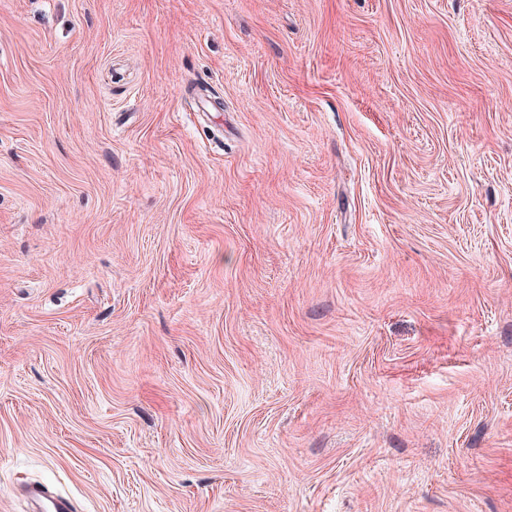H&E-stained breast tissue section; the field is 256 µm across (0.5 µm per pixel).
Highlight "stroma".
Here are the masks:
<instances>
[{
  "label": "stroma",
  "mask_w": 512,
  "mask_h": 512,
  "mask_svg": "<svg viewBox=\"0 0 512 512\" xmlns=\"http://www.w3.org/2000/svg\"><path fill=\"white\" fill-rule=\"evenodd\" d=\"M512 512V0H0V512ZM30 500L36 504L38 512H75L73 501L62 494H48L42 485L30 484L27 487Z\"/></svg>",
  "instance_id": "35a3bbf8"
}]
</instances>
